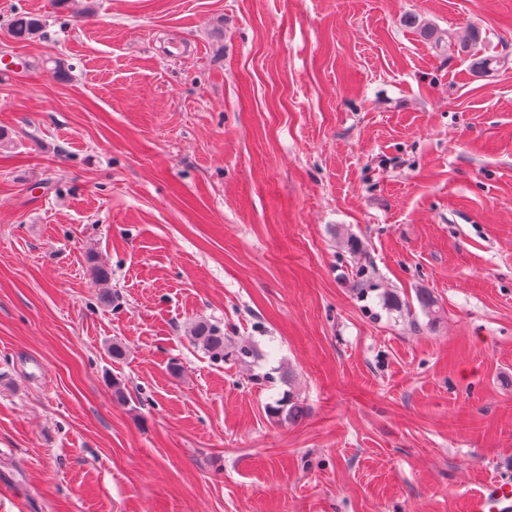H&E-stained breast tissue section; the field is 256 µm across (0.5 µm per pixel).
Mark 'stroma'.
<instances>
[{
	"mask_svg": "<svg viewBox=\"0 0 512 512\" xmlns=\"http://www.w3.org/2000/svg\"><path fill=\"white\" fill-rule=\"evenodd\" d=\"M17 58L0 512H463L512 477V0H0ZM42 19L27 12H16L8 19V32L14 40H27L39 33ZM191 339L210 358L214 360H239L253 355V349L247 345L228 348L224 346V331L217 325L205 321L196 322L191 330Z\"/></svg>",
	"mask_w": 512,
	"mask_h": 512,
	"instance_id": "35a3bbf8",
	"label": "stroma"
}]
</instances>
